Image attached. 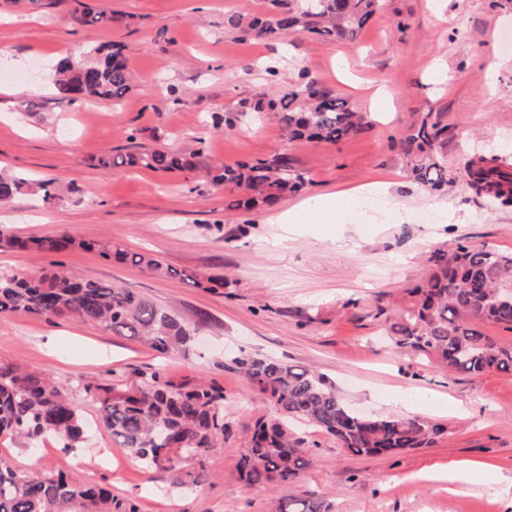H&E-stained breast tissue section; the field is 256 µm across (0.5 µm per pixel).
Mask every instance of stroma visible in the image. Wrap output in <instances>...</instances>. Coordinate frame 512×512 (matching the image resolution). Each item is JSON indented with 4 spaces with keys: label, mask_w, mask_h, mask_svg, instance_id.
<instances>
[{
    "label": "stroma",
    "mask_w": 512,
    "mask_h": 512,
    "mask_svg": "<svg viewBox=\"0 0 512 512\" xmlns=\"http://www.w3.org/2000/svg\"><path fill=\"white\" fill-rule=\"evenodd\" d=\"M0 0V172L31 187L0 208V236L67 233L149 251L164 270L149 273L82 249L46 255L0 247V271L37 276L54 268L118 282L189 322L205 345L161 358L139 341L68 317L0 316V360L62 383L93 428L83 447L48 440L35 449L0 442L18 469L37 461L78 481L108 485L140 512H276L279 491L246 487L236 466L256 419L272 413L227 362L239 351L327 375L341 397L366 413L420 415L446 432L427 448L358 457L308 426L304 486L333 512H512V373L449 375L403 355L381 335L377 308L395 313L405 288L426 272L438 247L466 242L512 252V209L473 194L464 182L432 193L409 176L398 143L414 118L445 126L441 151L462 170L477 146L512 142V0H382L354 41L291 33L283 42L243 36L225 15L266 11L269 0ZM111 9L129 25L87 26L74 10ZM126 45L131 87L117 103L54 96L53 62L82 59L91 46ZM275 66L276 75L265 72ZM347 98L368 124L335 143L291 141L277 118L252 108L287 89L299 71ZM228 119L215 130L213 116ZM199 147L205 165L287 154L309 181L305 194L273 208L233 209L208 178L100 167L106 153L140 147ZM59 180L44 202L38 184ZM383 185L395 218L374 200L337 224H276L304 197ZM195 273L197 282L180 278ZM176 383L205 379L224 389L229 429L205 461L196 488L166 490L97 425L84 387L139 383L156 369ZM471 464L462 491L449 488Z\"/></svg>",
    "instance_id": "1"
}]
</instances>
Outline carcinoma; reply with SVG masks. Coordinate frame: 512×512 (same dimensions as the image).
I'll use <instances>...</instances> for the list:
<instances>
[{"label":"carcinoma","instance_id":"cac0c4a2","mask_svg":"<svg viewBox=\"0 0 512 512\" xmlns=\"http://www.w3.org/2000/svg\"><path fill=\"white\" fill-rule=\"evenodd\" d=\"M262 14H231L225 24L246 36L279 40L290 32L336 42H351L375 16L381 0H271ZM123 16L100 11L74 17L81 25H107ZM55 96L76 101H114L130 89L125 46H93L84 63L63 59L55 66ZM257 112H271L292 140L335 143L357 134L364 116L349 101L301 72L287 90L260 100ZM444 128L431 114L418 116L400 139L408 172L431 192H443L457 178L469 182L503 209L512 207V157L471 160L455 176L440 150ZM202 150L166 146L137 153L105 154L103 167H139L193 175ZM212 181L230 194L229 206L250 210L272 207L297 194L308 179L285 154L215 168ZM28 178L0 175V207L22 193ZM7 243L22 250L56 254L75 241L67 234ZM110 261L151 272L162 264L143 252H129L110 240L85 244ZM421 285L406 289L400 312L386 319V336L394 348L440 367L448 374L479 377L512 372V349L499 346L477 327L480 322L512 330V254L457 243L438 248L426 259ZM27 313L50 319L70 317L129 336L162 356L193 348L202 321L180 319L170 308L118 283L80 279L59 270L39 278L0 272V315ZM231 364L243 373L252 391L268 402L274 415L261 418L241 454L239 478L249 486H291L278 500L277 512H332V503L301 485L312 466L306 441L288 433L299 422L336 438L354 456L423 448L445 432L442 424L420 416L387 414L360 418L339 396L328 378L315 370L242 351ZM99 419L112 441L137 457L149 472H159L170 486L190 488L202 480L204 463L224 442V391L205 382L174 384L155 372L130 388L88 384ZM87 426L80 407L66 388L51 377L0 361V439L37 448L47 438L77 448L86 442ZM0 512H139L99 485L77 482L64 471H21L0 456Z\"/></svg>","mask_w":512,"mask_h":512}]
</instances>
